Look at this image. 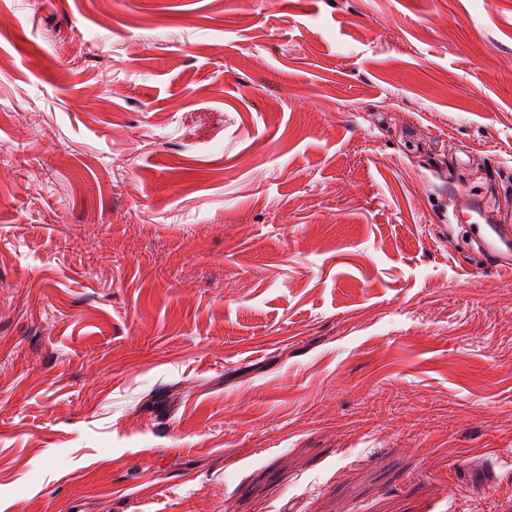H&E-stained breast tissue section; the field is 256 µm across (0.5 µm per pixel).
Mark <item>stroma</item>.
Wrapping results in <instances>:
<instances>
[{
	"label": "stroma",
	"mask_w": 512,
	"mask_h": 512,
	"mask_svg": "<svg viewBox=\"0 0 512 512\" xmlns=\"http://www.w3.org/2000/svg\"><path fill=\"white\" fill-rule=\"evenodd\" d=\"M473 197L512 0H0V512H512Z\"/></svg>",
	"instance_id": "obj_1"
}]
</instances>
